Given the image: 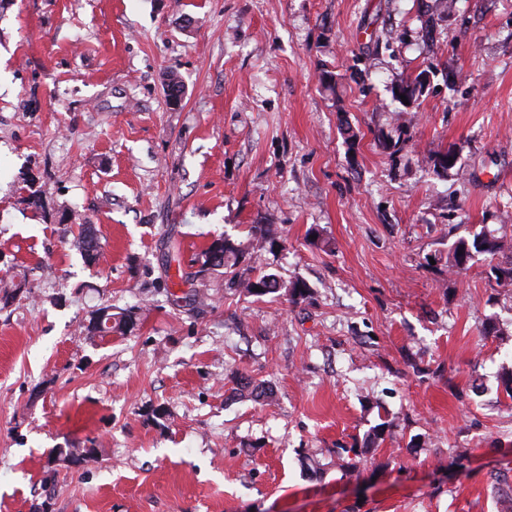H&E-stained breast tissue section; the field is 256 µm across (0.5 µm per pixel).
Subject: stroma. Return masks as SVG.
I'll return each instance as SVG.
<instances>
[{
	"instance_id": "35a3bbf8",
	"label": "stroma",
	"mask_w": 512,
	"mask_h": 512,
	"mask_svg": "<svg viewBox=\"0 0 512 512\" xmlns=\"http://www.w3.org/2000/svg\"><path fill=\"white\" fill-rule=\"evenodd\" d=\"M484 228L512 0H0V512H512V258L447 263ZM73 246L89 263H96L101 257L96 234L91 227L86 228L85 232L73 241ZM248 246L244 242L235 243L229 238H222L213 241L204 251L203 270L224 268L225 276L229 277L227 284L229 288H239L243 293L250 296H265L269 293H276L279 289L288 288V296L291 302H298L307 298L308 287L301 281L296 280L288 285L281 283L276 275L261 273L255 278H243L235 270V266L243 257ZM256 287L260 291H256Z\"/></svg>"
}]
</instances>
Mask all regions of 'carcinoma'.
I'll return each mask as SVG.
<instances>
[{"instance_id":"1","label":"carcinoma","mask_w":512,"mask_h":512,"mask_svg":"<svg viewBox=\"0 0 512 512\" xmlns=\"http://www.w3.org/2000/svg\"><path fill=\"white\" fill-rule=\"evenodd\" d=\"M73 246L81 253L86 261L96 263L101 257L97 238L94 230L90 227L79 235L74 241ZM248 249L244 243H236L229 238H222L213 241L204 251L203 268L224 269L225 276L228 277V286L237 288L241 292L250 296H265L269 293H276L278 290L288 288L289 299L293 302L307 298L308 287L301 281H292L285 285L281 283L276 275L261 273L254 278H244L235 270V266L243 257ZM512 251V241L506 236H498L491 231H483L473 236L472 240L460 238L456 240L449 248L448 267L458 271L463 269L460 258L464 254H488L494 256L505 251Z\"/></svg>"}]
</instances>
